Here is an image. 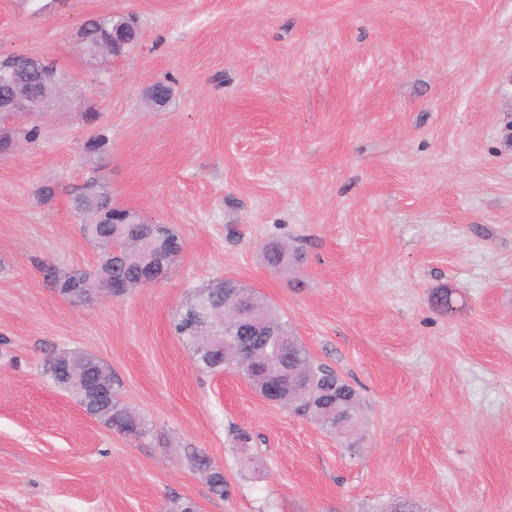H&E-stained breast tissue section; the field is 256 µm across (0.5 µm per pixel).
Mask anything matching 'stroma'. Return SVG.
Listing matches in <instances>:
<instances>
[{"label": "stroma", "instance_id": "35a3bbf8", "mask_svg": "<svg viewBox=\"0 0 512 512\" xmlns=\"http://www.w3.org/2000/svg\"><path fill=\"white\" fill-rule=\"evenodd\" d=\"M105 13L136 15L142 37L100 65L78 31ZM17 53L67 82L48 115L0 121L42 129L0 156V512H162L173 496L197 512H512V0H0V57ZM159 81L172 97L155 109ZM99 127L115 206L185 247L161 282L76 306L39 265L99 263L71 205ZM271 241L301 263L268 268ZM225 278L357 390L354 444L196 367L171 324ZM60 350L106 361L149 433L58 390ZM192 461L196 469L204 473L211 494L220 499L224 498L227 491L224 471L214 466L203 454H194Z\"/></svg>", "mask_w": 512, "mask_h": 512}]
</instances>
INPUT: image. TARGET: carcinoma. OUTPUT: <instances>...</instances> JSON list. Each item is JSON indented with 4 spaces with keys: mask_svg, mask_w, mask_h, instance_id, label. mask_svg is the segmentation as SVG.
<instances>
[{
    "mask_svg": "<svg viewBox=\"0 0 512 512\" xmlns=\"http://www.w3.org/2000/svg\"><path fill=\"white\" fill-rule=\"evenodd\" d=\"M140 37L137 21L129 15L107 14L89 20L79 33L84 54L97 62L123 56ZM16 83L8 87L0 83V96L5 98L19 92L40 104L38 114L51 111L65 74L44 58L15 72ZM171 88L159 82L149 87L146 100L154 107L169 102ZM41 128L34 124L18 131L0 132V151L15 146L17 140L35 142ZM108 130H97L84 145L89 159L101 154L109 144ZM73 208L86 216L81 225L85 239L99 251V264L94 270L73 269L61 271L53 264L43 263L41 269L50 287L70 303L84 305L97 296L99 289L116 280L126 284L117 292L126 296L133 289L149 283L147 267L161 265L159 273L167 276L184 247L181 236L167 224H157L153 232L143 238L137 226L130 223V211L112 204V193L100 181L96 172L86 180L72 198ZM264 263L274 269L297 265L299 254L278 241L264 246ZM240 311L250 321L264 323L280 330L288 340L268 349L257 348L246 363L235 361L236 328L224 323L225 315ZM172 329L193 352L197 367L207 372L233 371L243 376L260 391L273 376L280 377V403L288 405L310 418L326 431L350 437L361 425L360 398L355 389L336 371L313 361L304 344L293 336L273 305L252 289L233 279L212 281L197 288L190 295L183 310L173 320ZM66 361L75 371L90 380L112 381V370L95 354L85 351L58 352L48 363ZM309 385L313 390V405L297 402L288 392V385ZM88 412L107 428L130 438H140L149 432L145 421L118 399H104L90 406ZM251 435L245 431L236 434V443L244 454V465L257 469L262 463L247 453ZM193 464L206 477L211 494L224 498L226 483L224 471L214 466L203 454L193 455ZM378 512H422L418 505L406 499L386 503Z\"/></svg>",
    "mask_w": 512,
    "mask_h": 512,
    "instance_id": "carcinoma-1",
    "label": "carcinoma"
}]
</instances>
